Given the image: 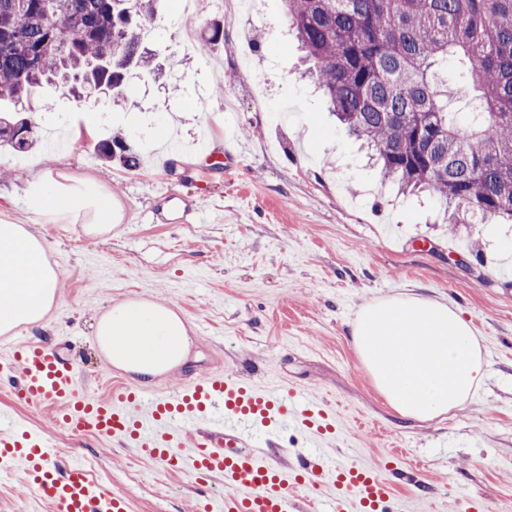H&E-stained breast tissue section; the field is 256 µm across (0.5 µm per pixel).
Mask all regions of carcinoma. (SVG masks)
<instances>
[{"instance_id": "cac0c4a2", "label": "carcinoma", "mask_w": 512, "mask_h": 512, "mask_svg": "<svg viewBox=\"0 0 512 512\" xmlns=\"http://www.w3.org/2000/svg\"><path fill=\"white\" fill-rule=\"evenodd\" d=\"M306 69L330 112L404 194L426 191L450 224L512 221V0H285ZM153 0H0V146L33 145L19 102L45 85L77 99L126 75L143 52ZM471 86L481 107L448 85ZM133 169L121 134L95 146Z\"/></svg>"}]
</instances>
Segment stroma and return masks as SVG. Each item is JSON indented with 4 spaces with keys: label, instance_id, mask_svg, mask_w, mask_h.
I'll return each instance as SVG.
<instances>
[{
    "label": "stroma",
    "instance_id": "1",
    "mask_svg": "<svg viewBox=\"0 0 512 512\" xmlns=\"http://www.w3.org/2000/svg\"><path fill=\"white\" fill-rule=\"evenodd\" d=\"M194 37L212 24L224 38L184 49L179 0H158L145 45L160 65L131 72L122 102L57 96L37 113L38 144L0 151V217L34 225L60 272L59 305L23 342L69 354L85 392L138 387L99 351L92 318L129 297L171 304L184 315L190 356L151 382L165 389L221 372L242 381L278 373L325 397L344 424L366 423L358 454L380 464L394 448L406 476L397 499L424 485L418 512H512V224H462L448 232L427 196L402 197L381 183L359 142L301 76L302 52L283 0H195ZM91 134L74 136L87 117ZM234 128L242 150L216 149ZM122 133L141 165L101 159L95 145ZM93 179L123 219L100 238L81 223L55 222L21 204L31 174ZM169 184L175 198L158 188ZM421 294L448 302L470 323L488 375L470 405L445 420L399 416L376 388L349 335L365 303ZM0 412L46 434L94 478L123 495L128 512H195L203 488L134 449L60 430L0 389ZM0 512H51L20 472L0 470Z\"/></svg>",
    "mask_w": 512,
    "mask_h": 512
}]
</instances>
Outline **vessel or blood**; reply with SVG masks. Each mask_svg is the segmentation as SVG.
Here are the masks:
<instances>
[{
    "mask_svg": "<svg viewBox=\"0 0 512 512\" xmlns=\"http://www.w3.org/2000/svg\"><path fill=\"white\" fill-rule=\"evenodd\" d=\"M10 382L26 406L52 411L71 435L93 433L135 449L171 473L224 488L200 512H289L292 495L315 494L316 512H388L395 481L356 452L336 454V437L361 438L363 424L342 428L337 409L276 376L245 384L221 373L152 394L122 387L94 399L76 368L40 343L13 348ZM293 431L311 450L288 467L256 444L258 428ZM0 467L27 475L52 512H127L128 504L84 470L62 468L55 443L0 416Z\"/></svg>",
    "mask_w": 512,
    "mask_h": 512,
    "instance_id": "1",
    "label": "vessel or blood"
}]
</instances>
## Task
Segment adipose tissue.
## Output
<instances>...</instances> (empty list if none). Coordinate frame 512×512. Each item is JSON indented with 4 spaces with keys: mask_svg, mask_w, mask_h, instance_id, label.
<instances>
[{
    "mask_svg": "<svg viewBox=\"0 0 512 512\" xmlns=\"http://www.w3.org/2000/svg\"><path fill=\"white\" fill-rule=\"evenodd\" d=\"M22 204L35 215L78 219L92 237L111 233L120 214L96 181L77 186L34 181ZM47 241L30 225L0 219V335L43 325L58 304L60 274ZM359 358L377 389L401 416L431 421L464 409L487 378L471 325L447 303L416 296L379 298L350 324ZM108 362L148 383L189 354L179 309L138 297L115 303L94 323Z\"/></svg>",
    "mask_w": 512,
    "mask_h": 512,
    "instance_id": "ef3b65f1",
    "label": "adipose tissue"
}]
</instances>
